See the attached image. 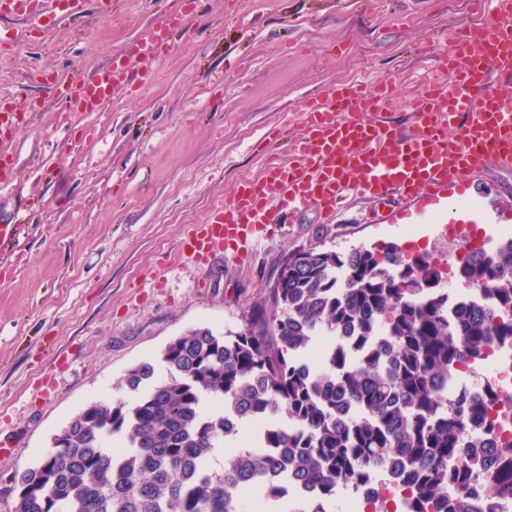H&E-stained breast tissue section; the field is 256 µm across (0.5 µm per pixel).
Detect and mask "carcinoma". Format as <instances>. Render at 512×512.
<instances>
[{
	"label": "carcinoma",
	"instance_id": "obj_1",
	"mask_svg": "<svg viewBox=\"0 0 512 512\" xmlns=\"http://www.w3.org/2000/svg\"><path fill=\"white\" fill-rule=\"evenodd\" d=\"M457 278L480 300L448 308L428 252L289 253L243 330L191 329L162 351L166 375L140 362L112 400L76 413L45 460L11 477L12 512H259L288 505L290 486L330 504L388 472L405 491L395 512L512 497V446L480 439L494 392L448 397L457 365L512 341V239ZM319 336L347 342L311 369ZM247 424L255 448L237 446Z\"/></svg>",
	"mask_w": 512,
	"mask_h": 512
}]
</instances>
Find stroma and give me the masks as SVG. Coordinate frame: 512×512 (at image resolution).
<instances>
[{
    "label": "stroma",
    "instance_id": "1",
    "mask_svg": "<svg viewBox=\"0 0 512 512\" xmlns=\"http://www.w3.org/2000/svg\"><path fill=\"white\" fill-rule=\"evenodd\" d=\"M38 19L0 17V92L29 101L0 186V490L42 460L85 405L108 401L131 366L197 328L241 330L283 259L314 246L443 250L433 224H401L404 201L354 196L327 221L282 214L242 260L181 256L189 225L260 177L277 131L302 133L321 89L394 79L400 96L445 82L451 28L470 0H112L100 16L43 0ZM151 72L130 69L101 112L74 121L55 80L90 74L172 15ZM484 229L512 227V170L473 178Z\"/></svg>",
    "mask_w": 512,
    "mask_h": 512
}]
</instances>
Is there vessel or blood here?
I'll use <instances>...</instances> for the list:
<instances>
[{
  "label": "vessel or blood",
  "mask_w": 512,
  "mask_h": 512,
  "mask_svg": "<svg viewBox=\"0 0 512 512\" xmlns=\"http://www.w3.org/2000/svg\"><path fill=\"white\" fill-rule=\"evenodd\" d=\"M491 17L473 36L456 37L448 57L447 86L427 84L408 106L413 123L404 131L387 116L396 85L328 87L300 108L304 132L291 139L288 158L270 163L263 178L237 187L230 203L215 204L207 223L184 236L188 258L206 262L216 256L237 258L264 234L271 212L314 207L325 217L338 215L349 194L382 203L400 198L411 205L402 217L424 222L436 210L444 224L457 221L456 193L470 177L489 167L512 168V0H489ZM160 34L136 41L132 56L151 69L161 53ZM124 64L59 80L76 111H99L114 86L125 83ZM15 112L0 108V183L14 175L6 140Z\"/></svg>",
  "instance_id": "obj_1"
}]
</instances>
